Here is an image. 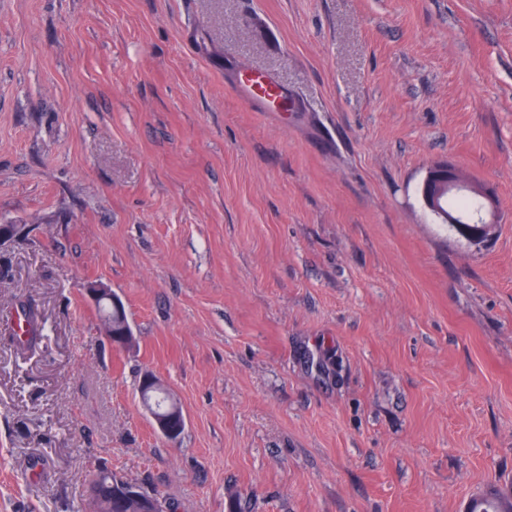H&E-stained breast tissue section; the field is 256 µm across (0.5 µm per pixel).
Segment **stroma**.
Here are the masks:
<instances>
[{
    "instance_id": "1",
    "label": "stroma",
    "mask_w": 512,
    "mask_h": 512,
    "mask_svg": "<svg viewBox=\"0 0 512 512\" xmlns=\"http://www.w3.org/2000/svg\"><path fill=\"white\" fill-rule=\"evenodd\" d=\"M438 161L494 195L488 245L424 208ZM1 224L0 512H86L101 466L171 512L512 484V0H0ZM236 89L248 101L259 102L263 106L262 112H282L288 109V94L285 89L263 75L248 73L240 79ZM87 291L93 302L96 304L106 303L109 306L110 311L105 317L106 308L99 306L102 311V318L104 317L103 326L108 340L112 343V337L115 338L116 336H120L119 342L122 346H131L134 341V336L130 325L125 321V307L121 298L113 293L109 288L102 285H90L89 288H87ZM116 317L121 321L122 330L120 335H117L113 331V319ZM160 380L154 375H147L141 390V400L153 420L158 432L170 441L178 440L185 430V418L178 402L162 387ZM154 390H163L168 397L166 408L159 409L147 399V393Z\"/></svg>"
}]
</instances>
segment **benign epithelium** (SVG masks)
I'll return each mask as SVG.
<instances>
[{
  "label": "benign epithelium",
  "instance_id": "1",
  "mask_svg": "<svg viewBox=\"0 0 512 512\" xmlns=\"http://www.w3.org/2000/svg\"><path fill=\"white\" fill-rule=\"evenodd\" d=\"M464 192L481 194L483 202L475 215L462 217L455 212H445L448 198ZM421 199L425 207L443 223L455 225L459 237L468 244L483 247L491 242L497 224L495 199L482 185L469 179L455 165L444 161L429 167L421 185ZM87 291L93 302L109 306V312L103 319L107 338L117 336L121 345H132L134 336L130 325L125 321L121 298L102 285H91ZM160 389L162 383L157 377L146 376L141 390L142 404L158 432L163 437L176 441L185 430V418L178 402L170 396L166 408L159 409L147 399L148 392Z\"/></svg>",
  "mask_w": 512,
  "mask_h": 512
}]
</instances>
